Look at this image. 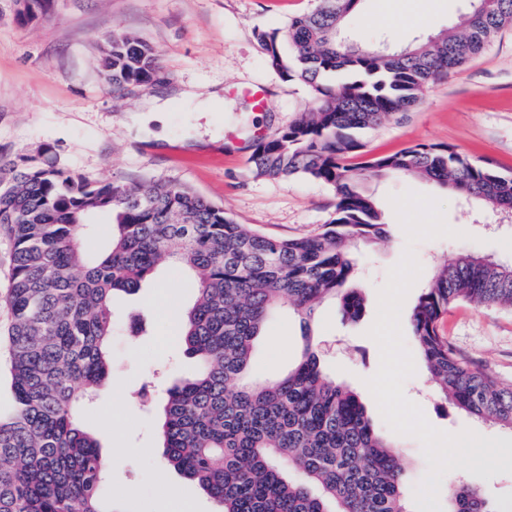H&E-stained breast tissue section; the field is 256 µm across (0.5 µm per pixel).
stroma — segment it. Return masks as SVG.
I'll return each mask as SVG.
<instances>
[{
    "instance_id": "1",
    "label": "stroma",
    "mask_w": 512,
    "mask_h": 512,
    "mask_svg": "<svg viewBox=\"0 0 512 512\" xmlns=\"http://www.w3.org/2000/svg\"><path fill=\"white\" fill-rule=\"evenodd\" d=\"M315 0H52L50 10L20 20L14 0H0V156L51 157L93 181H158L190 189L224 209L236 223L274 238L318 234L334 216V195L306 177H256L254 143L294 122L309 101L307 86L286 81L267 62L257 30L274 31L310 11ZM470 0H362L348 35L359 44L387 41L400 48L458 24ZM115 33L135 35L156 51L159 75L147 87L113 91L100 56ZM260 84L270 94L265 111L246 94ZM361 163L418 144H449L512 174V29L447 79L431 85L414 110L385 121L363 136ZM389 237L360 244L353 257L361 271L365 309L342 321L334 302L321 305L313 327L326 373L361 394L378 433L397 448L418 484L428 470L420 442L393 432L365 381L380 364L368 331L378 291L401 258L406 236L389 201L407 190L444 200L446 221L458 237L418 242L422 273L408 293L401 326L409 350L417 345L410 313L441 261L465 253L491 255L512 264V227L485 229L484 206L457 193L407 176L370 182ZM162 293L161 307L148 299ZM195 296L182 277L160 269L136 295L114 300L112 377L100 401L81 409V426L100 442L107 471V498L114 512H221L218 502L170 466L162 455L160 425L165 390L197 369L177 341V318ZM440 332L449 343L503 385H512V310L468 302L454 304ZM303 345L302 325L288 309L273 313L255 341V378L287 373ZM404 384L435 428L469 429L512 448V430L477 421L440 400L427 381L423 360ZM147 405L134 400L142 386ZM463 480L481 490L493 512H512V474L485 468L457 469L440 487Z\"/></svg>"
}]
</instances>
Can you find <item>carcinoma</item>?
Instances as JSON below:
<instances>
[{"label": "carcinoma", "mask_w": 512, "mask_h": 512, "mask_svg": "<svg viewBox=\"0 0 512 512\" xmlns=\"http://www.w3.org/2000/svg\"><path fill=\"white\" fill-rule=\"evenodd\" d=\"M359 2L317 0L284 30L257 32L270 66L306 84L311 104L260 138L250 162L259 177L304 176L333 191L334 217L314 236L269 237L184 187L98 182L55 160L0 157V226L13 242V407L0 416V512H112L100 445L78 412L109 376L114 296L136 294L163 266L187 272L196 292L178 339L201 363L167 389L161 435L171 466L222 512H411L393 445L373 428L360 395L324 372L313 325L328 299L344 320L363 311L351 246L388 238L367 182L413 175L512 216V176L450 145L348 162L366 131L412 110L428 86L511 28L512 0H475L458 28L386 52L345 36ZM49 7L50 0H23L17 14L30 20ZM101 67L115 91L146 87L157 55L133 35L114 34ZM99 215L113 223L107 248L94 252ZM460 301L512 309V265L477 254L449 260L410 318L439 398L512 429V387L439 334L442 316ZM284 306L304 329L299 361L281 379L259 382L251 375L253 341ZM448 512L492 510L478 489L457 483L448 487Z\"/></svg>", "instance_id": "cac0c4a2"}]
</instances>
